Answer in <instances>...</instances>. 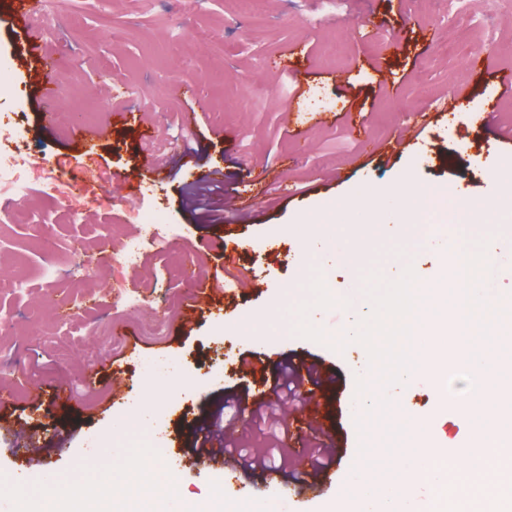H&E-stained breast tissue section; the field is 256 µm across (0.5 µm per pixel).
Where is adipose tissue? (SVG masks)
Returning <instances> with one entry per match:
<instances>
[{
  "label": "adipose tissue",
  "instance_id": "1",
  "mask_svg": "<svg viewBox=\"0 0 512 512\" xmlns=\"http://www.w3.org/2000/svg\"><path fill=\"white\" fill-rule=\"evenodd\" d=\"M395 233L430 239L443 251L448 248L446 226L427 228L408 223L399 212L383 213L373 208L369 211L368 223L360 226L355 233L354 246L329 252L330 267L352 266L358 256V246ZM50 506L51 512H267L265 505L246 497L230 502L219 497L198 503L191 495L167 492L160 488L154 466L141 460L131 463L129 481L121 496L105 494L94 484H84L68 489L63 501H51Z\"/></svg>",
  "mask_w": 512,
  "mask_h": 512
}]
</instances>
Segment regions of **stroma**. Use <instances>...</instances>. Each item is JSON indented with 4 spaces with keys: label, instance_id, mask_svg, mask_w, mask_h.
Here are the masks:
<instances>
[{
    "label": "stroma",
    "instance_id": "1",
    "mask_svg": "<svg viewBox=\"0 0 512 512\" xmlns=\"http://www.w3.org/2000/svg\"><path fill=\"white\" fill-rule=\"evenodd\" d=\"M203 28L219 39L196 42ZM30 34L59 68L45 70L20 50ZM475 56L512 66V0H66L28 31L0 19V58L17 85L15 96L0 100V117L27 128L28 150L51 157L110 234H135L141 207L161 209L176 230L164 246H147L138 271L125 272L112 243L92 265L71 252L89 228L58 201L37 196L29 203L30 215L47 222L53 256L43 254L29 224H0V278L28 282L21 292L0 291V317L13 329L0 354V381L13 395L0 409V512L21 495L40 512L42 470L62 490L91 480L122 492L133 458L156 465L160 482L180 492L228 501L245 495L288 512H321L346 493L362 440L351 405L363 351L296 335L297 309L312 300L318 276L336 294H363L372 275L393 281L410 267L423 286L440 264L462 270L479 243L512 238V207L487 202L497 187L512 194V144L483 124L442 116L411 144L382 151L406 136L416 113L453 96ZM280 59L287 70L268 74V63ZM52 82L73 126L101 128L93 145L104 180H85L84 144L71 128L42 124L38 96ZM471 83L489 100L494 121H512V96H497L491 76ZM192 107L200 119L187 137L181 115ZM350 109L366 116L365 130L352 127ZM295 121L308 141L303 152L288 131ZM151 153L179 155V164L150 175ZM216 169L225 194L256 197L257 216L230 210L211 223L186 206L187 188ZM444 180L481 204L469 217L475 233H454L447 253L411 238L377 239L357 268L330 272L306 243L304 227L320 224L335 244L351 246V229L371 205L417 220L420 191ZM225 239L241 244L233 272L243 287L224 286ZM187 257L200 258L209 285L195 306L176 273ZM121 274L136 289L119 303L113 287ZM59 293L71 296L63 326L77 338L102 340L96 361L60 349L53 338L63 326L32 314V298ZM242 318L252 321L253 335H239ZM294 363L321 371L334 427L326 435L311 427L306 441L329 448L336 483L324 488L315 471L298 477L288 468L285 479L297 483L288 496L266 487L255 469L206 460L189 427L230 419L245 447L296 448L286 416L257 424L266 404L278 402ZM60 388L72 397L65 416L53 399ZM442 392L469 394L457 367L439 384L389 387L396 413L423 416L459 457H469L467 432L438 415ZM144 397L156 404L150 428L126 430L123 448H108L118 412ZM17 472L26 484L12 483Z\"/></svg>",
    "mask_w": 512,
    "mask_h": 512
}]
</instances>
